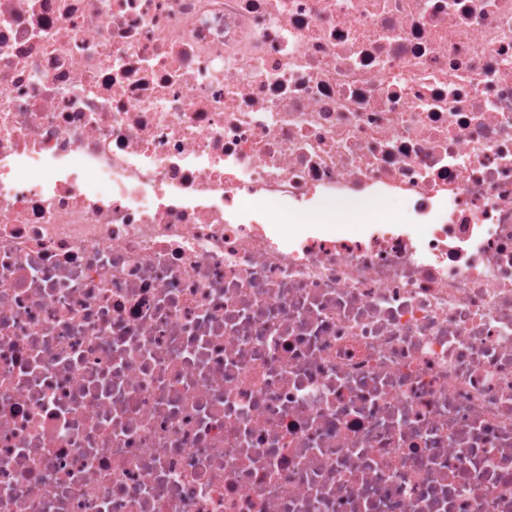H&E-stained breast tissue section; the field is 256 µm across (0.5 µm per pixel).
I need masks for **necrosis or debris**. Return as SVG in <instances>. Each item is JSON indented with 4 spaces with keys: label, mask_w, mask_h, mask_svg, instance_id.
I'll use <instances>...</instances> for the list:
<instances>
[{
    "label": "necrosis or debris",
    "mask_w": 512,
    "mask_h": 512,
    "mask_svg": "<svg viewBox=\"0 0 512 512\" xmlns=\"http://www.w3.org/2000/svg\"><path fill=\"white\" fill-rule=\"evenodd\" d=\"M0 512H512V0H0Z\"/></svg>",
    "instance_id": "necrosis-or-debris-1"
}]
</instances>
